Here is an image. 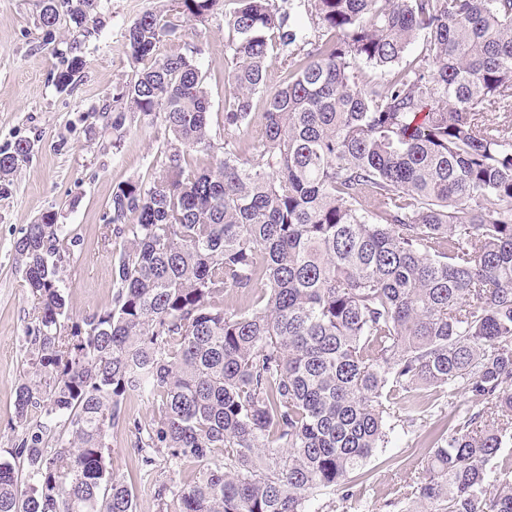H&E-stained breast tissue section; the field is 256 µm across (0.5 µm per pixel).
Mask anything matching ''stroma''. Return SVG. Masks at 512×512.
<instances>
[{
  "label": "stroma",
  "mask_w": 512,
  "mask_h": 512,
  "mask_svg": "<svg viewBox=\"0 0 512 512\" xmlns=\"http://www.w3.org/2000/svg\"><path fill=\"white\" fill-rule=\"evenodd\" d=\"M169 0H100L93 33L73 37L68 15L53 29L39 23L42 0H0V151L29 141L32 152L21 162L10 184L0 189V457H7L24 435L17 427L15 392L32 373L29 338L36 326L34 299L27 287L15 242L28 224L52 211L71 240L61 263L67 308L79 319L112 305L113 262L122 239L108 236V204L113 190L131 180L148 181L165 159L164 115L160 112L114 111L118 93L137 70L126 47L125 33L147 9H162ZM223 11L205 21H188L176 35L164 38L158 56L193 52L207 76L211 99V135L223 144L224 100L230 93L224 61ZM77 43L84 66L67 91L56 77L67 66L66 49ZM231 141L246 153L247 137ZM472 405L469 395L442 398L437 408L415 414L397 430L387 447L368 461L363 481L349 497L324 498V512H411V488L423 475L428 449L416 438L448 411ZM155 405L131 396L125 423L109 433L108 470L134 488L136 512H159L158 484L171 473L156 455L144 473L133 422L148 424Z\"/></svg>",
  "instance_id": "1"
}]
</instances>
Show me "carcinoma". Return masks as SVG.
Wrapping results in <instances>:
<instances>
[{"instance_id":"obj_1","label":"carcinoma","mask_w":512,"mask_h":512,"mask_svg":"<svg viewBox=\"0 0 512 512\" xmlns=\"http://www.w3.org/2000/svg\"><path fill=\"white\" fill-rule=\"evenodd\" d=\"M224 2L171 0L125 35L148 66L120 111L164 113L167 155L151 182L113 190L112 306L70 317L56 214L15 243L38 330L0 512H136L107 469L130 395L159 407L134 423L143 466L200 465L158 484L160 512H323L387 446L392 409H421L423 384L477 409L420 434L432 452L414 512H512V457L487 470L512 445V0H301L329 33L312 43L275 0H235L223 126L251 137L250 158L215 146L195 59L156 56L179 21ZM64 3L89 32L96 0ZM58 20L43 0L40 24ZM274 43L288 77L253 131ZM198 151L209 167L192 165ZM30 152L0 153V178ZM234 290L253 302L224 307Z\"/></svg>"}]
</instances>
